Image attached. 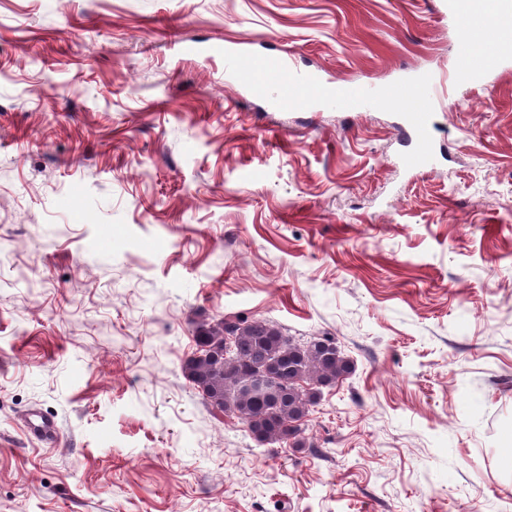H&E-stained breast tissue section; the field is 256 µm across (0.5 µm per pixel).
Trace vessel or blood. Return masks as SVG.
<instances>
[{
  "label": "vessel or blood",
  "mask_w": 512,
  "mask_h": 512,
  "mask_svg": "<svg viewBox=\"0 0 512 512\" xmlns=\"http://www.w3.org/2000/svg\"><path fill=\"white\" fill-rule=\"evenodd\" d=\"M440 11L457 22L459 43L464 48L462 64L453 78L432 71L418 78H399L379 84H360L349 88L329 86L316 73H298L288 55L271 56L255 62L248 49L228 41L224 44V74L239 80L259 94L269 96L275 107L284 111L310 110L333 106L345 112H369L391 105L402 115L400 128L412 148L401 158L410 171L432 168L436 155L430 143L429 129L435 110L442 103L448 81L458 84L481 82L485 61L501 57L495 40L483 41L479 51H470L472 35L494 28L512 16V0H498L488 9L486 0H437Z\"/></svg>",
  "instance_id": "obj_1"
}]
</instances>
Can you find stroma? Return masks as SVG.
Listing matches in <instances>:
<instances>
[{
	"mask_svg": "<svg viewBox=\"0 0 512 512\" xmlns=\"http://www.w3.org/2000/svg\"><path fill=\"white\" fill-rule=\"evenodd\" d=\"M228 39L338 87L462 53L435 0H0V512H512V56L409 172L395 107L270 111ZM232 317L353 361L315 448L183 377Z\"/></svg>",
	"mask_w": 512,
	"mask_h": 512,
	"instance_id": "35a3bbf8",
	"label": "stroma"
}]
</instances>
